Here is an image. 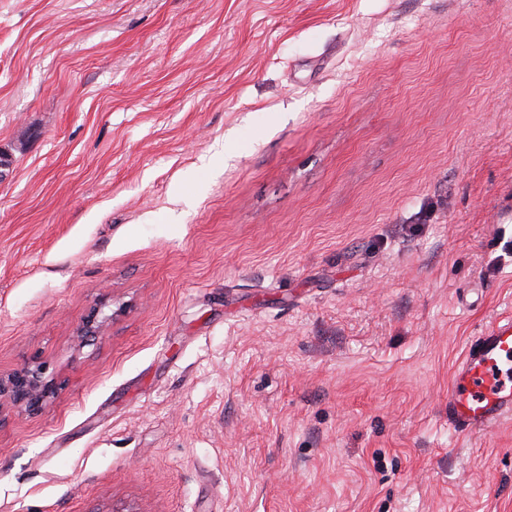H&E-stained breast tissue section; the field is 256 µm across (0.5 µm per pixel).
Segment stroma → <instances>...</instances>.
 Instances as JSON below:
<instances>
[{
  "label": "stroma",
  "mask_w": 512,
  "mask_h": 512,
  "mask_svg": "<svg viewBox=\"0 0 512 512\" xmlns=\"http://www.w3.org/2000/svg\"><path fill=\"white\" fill-rule=\"evenodd\" d=\"M0 153V512H512V0H0ZM512 355V318L481 330L448 386V422L457 430L491 427L512 413V380L501 365ZM58 389L39 365L23 366L7 375L0 373V415L5 402L28 413L40 411Z\"/></svg>",
  "instance_id": "1"
}]
</instances>
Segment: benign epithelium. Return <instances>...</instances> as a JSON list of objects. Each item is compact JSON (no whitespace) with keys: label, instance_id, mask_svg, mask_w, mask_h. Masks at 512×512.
<instances>
[{"label":"benign epithelium","instance_id":"7a95c632","mask_svg":"<svg viewBox=\"0 0 512 512\" xmlns=\"http://www.w3.org/2000/svg\"><path fill=\"white\" fill-rule=\"evenodd\" d=\"M98 314L99 310H94L91 318L79 330V342L100 333L109 320V317L100 318ZM57 391V383L47 379L38 365L23 366L7 375L0 374V408L8 403L28 413L37 412L55 397Z\"/></svg>","mask_w":512,"mask_h":512}]
</instances>
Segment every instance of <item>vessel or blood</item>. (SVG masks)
Here are the masks:
<instances>
[{"label":"vessel or blood","mask_w":512,"mask_h":512,"mask_svg":"<svg viewBox=\"0 0 512 512\" xmlns=\"http://www.w3.org/2000/svg\"><path fill=\"white\" fill-rule=\"evenodd\" d=\"M511 359V317L474 337L448 386V421L455 429L490 427L512 415V378L502 370Z\"/></svg>","instance_id":"obj_1"}]
</instances>
